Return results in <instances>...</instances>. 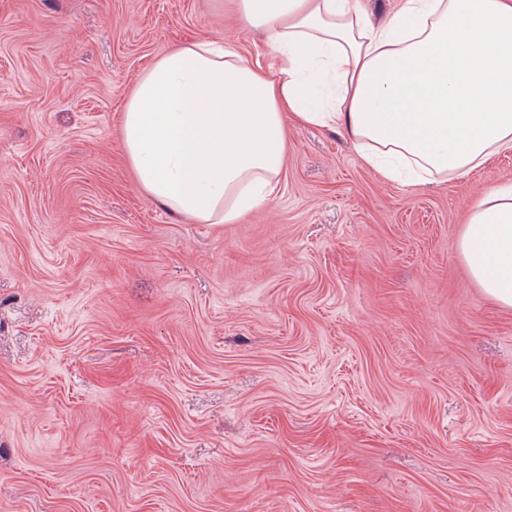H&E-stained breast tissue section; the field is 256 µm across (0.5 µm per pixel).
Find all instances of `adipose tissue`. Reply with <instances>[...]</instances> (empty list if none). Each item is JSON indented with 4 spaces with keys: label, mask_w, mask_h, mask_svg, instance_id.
I'll return each instance as SVG.
<instances>
[{
    "label": "adipose tissue",
    "mask_w": 512,
    "mask_h": 512,
    "mask_svg": "<svg viewBox=\"0 0 512 512\" xmlns=\"http://www.w3.org/2000/svg\"><path fill=\"white\" fill-rule=\"evenodd\" d=\"M224 0L262 34L253 52L192 38L139 76L121 120L151 201L234 224L278 191L289 125L344 131L409 187L462 178L512 148V0ZM471 277L512 309V182L472 201L458 241Z\"/></svg>",
    "instance_id": "ef3b65f1"
}]
</instances>
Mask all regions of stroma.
Listing matches in <instances>:
<instances>
[{
  "instance_id": "stroma-1",
  "label": "stroma",
  "mask_w": 512,
  "mask_h": 512,
  "mask_svg": "<svg viewBox=\"0 0 512 512\" xmlns=\"http://www.w3.org/2000/svg\"><path fill=\"white\" fill-rule=\"evenodd\" d=\"M224 0H0V512H512V310L457 241L512 151L406 187L289 127L235 224L151 202L140 73Z\"/></svg>"
}]
</instances>
